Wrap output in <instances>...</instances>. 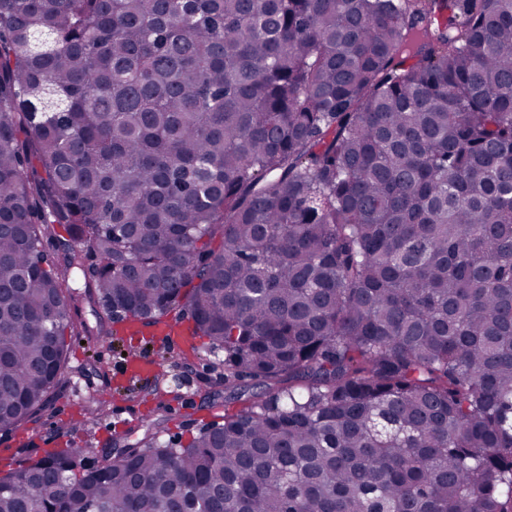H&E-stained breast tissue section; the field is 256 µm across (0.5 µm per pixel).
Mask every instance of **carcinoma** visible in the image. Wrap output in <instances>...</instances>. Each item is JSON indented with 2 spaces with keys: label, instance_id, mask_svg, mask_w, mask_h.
I'll return each instance as SVG.
<instances>
[{
  "label": "carcinoma",
  "instance_id": "cac0c4a2",
  "mask_svg": "<svg viewBox=\"0 0 512 512\" xmlns=\"http://www.w3.org/2000/svg\"><path fill=\"white\" fill-rule=\"evenodd\" d=\"M167 317L224 420L0 512H512V0H0V431Z\"/></svg>",
  "mask_w": 512,
  "mask_h": 512
}]
</instances>
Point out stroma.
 Masks as SVG:
<instances>
[{
    "label": "stroma",
    "mask_w": 512,
    "mask_h": 512,
    "mask_svg": "<svg viewBox=\"0 0 512 512\" xmlns=\"http://www.w3.org/2000/svg\"><path fill=\"white\" fill-rule=\"evenodd\" d=\"M181 351L180 344L157 342L146 332L128 335L119 323L110 325L107 335L90 344L72 337L68 382L52 391L36 422L11 433L0 431V460L15 466L64 448L66 440L74 438L84 448L78 467H91L102 461L115 442L142 436L140 413L145 409L153 417L165 418L167 438L188 439L203 424L223 416V408L204 399L200 382L205 379L210 388H223L224 368L216 357L206 354L191 366H180ZM134 354L153 358L166 370V388L175 395L166 407H159L149 395L150 378L122 377L128 356ZM101 360L107 364L103 372L96 368ZM100 397L107 401L105 415L87 421L85 412L90 400Z\"/></svg>",
    "instance_id": "stroma-1"
}]
</instances>
